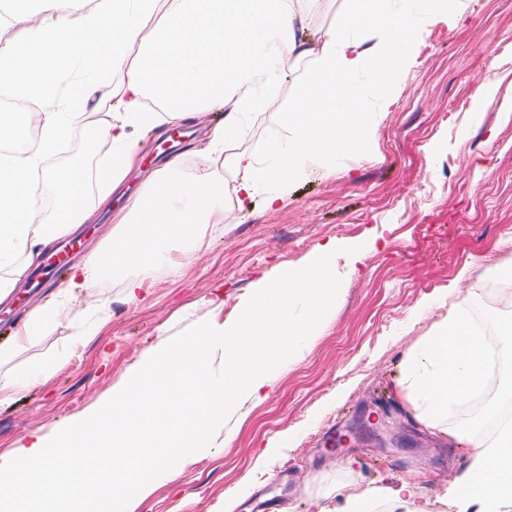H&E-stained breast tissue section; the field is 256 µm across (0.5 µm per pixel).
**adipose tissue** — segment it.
<instances>
[{
    "label": "adipose tissue",
    "instance_id": "ef3b65f1",
    "mask_svg": "<svg viewBox=\"0 0 512 512\" xmlns=\"http://www.w3.org/2000/svg\"><path fill=\"white\" fill-rule=\"evenodd\" d=\"M300 0H9L33 9L39 24L20 42L0 41V89L36 105L9 113L16 129L36 123L38 137L22 152L0 153V302L38 266L44 249L92 223L84 204L87 175L77 165L48 170L45 159L75 126L94 129L111 151L98 193L109 199L139 164L137 132H155L219 109L222 123L207 130V172L187 179L175 163L155 170L112 215V238L71 270L72 284L94 283L101 270L129 269L126 296L137 300L158 255L225 221L224 200L240 216L255 206L278 209L292 184L326 169L338 152L366 153L384 112V94L410 65L421 28L452 10L454 0H410L393 12L384 0H349L337 24L316 34ZM379 39L363 47L362 36ZM96 64L88 80L61 95V64ZM294 88L278 130L247 149L257 114L279 107L278 89ZM111 100L112 118L96 124L89 110ZM234 174L225 183L223 170ZM54 186L56 208L37 207L40 184ZM66 290L49 293L18 321L0 360L41 329L66 318ZM488 348L470 309L455 306L433 334L403 361L400 397L429 427L446 430L470 449L469 465L449 482L448 512H512V423L486 438L475 418L448 416L484 390Z\"/></svg>",
    "mask_w": 512,
    "mask_h": 512
}]
</instances>
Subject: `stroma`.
<instances>
[{
    "label": "stroma",
    "mask_w": 512,
    "mask_h": 512,
    "mask_svg": "<svg viewBox=\"0 0 512 512\" xmlns=\"http://www.w3.org/2000/svg\"><path fill=\"white\" fill-rule=\"evenodd\" d=\"M463 6L456 23H433L414 44V63L393 87L397 103L374 133V155L337 154L330 171L291 185L273 212L258 205L241 220L225 199L226 223L184 243L190 260L179 270L160 258L137 301L126 298L119 269L73 289L42 265L20 283L0 303V345L51 291L70 288L72 309L6 366L36 382L0 403V456L16 453L32 431L58 433L179 333L231 320L261 274L302 266L332 240L341 248L332 260L341 305L272 373L262 402H239L208 448L152 481L138 512H252L267 498L278 512H342L337 487L362 495L410 477L416 495L441 512L442 488L466 470L469 450L419 424L398 399L402 360L453 305L498 314V295L471 290L490 269L512 271V248L502 245L512 234V0ZM486 83L492 96L480 93ZM201 138L191 121L148 134L128 191L163 165L168 146L178 174L192 176L203 164ZM108 152L104 141L87 151L75 134L49 164L94 173ZM110 210H99L80 239L65 237L68 264L104 246ZM49 357L56 369L38 376Z\"/></svg>",
    "instance_id": "35a3bbf8"
}]
</instances>
